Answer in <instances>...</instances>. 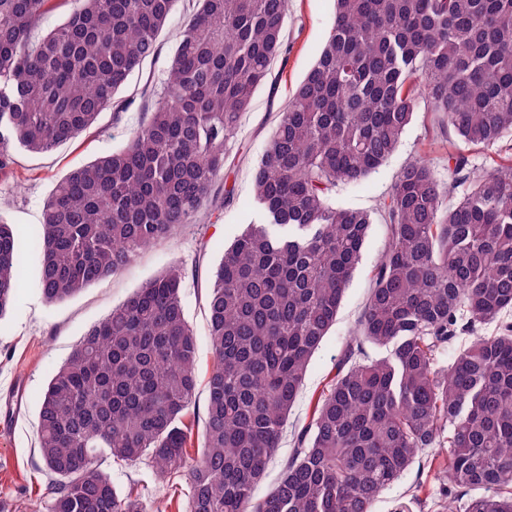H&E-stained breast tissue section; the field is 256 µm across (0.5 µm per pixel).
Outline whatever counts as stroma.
I'll return each mask as SVG.
<instances>
[{
  "mask_svg": "<svg viewBox=\"0 0 512 512\" xmlns=\"http://www.w3.org/2000/svg\"><path fill=\"white\" fill-rule=\"evenodd\" d=\"M192 11V0H178L159 38L157 54L129 77L122 90V98L131 102L128 110H105L89 133L48 153L32 154L12 147L14 164L7 174H0V217L12 224L18 235L23 274L5 318L0 319V512H43L48 500L49 479L38 452V434L40 399L52 375L91 326L146 281L179 261L201 264L199 281H188L182 296L186 318L198 341V385L195 409L189 418L187 452L194 457L200 451L206 381L213 365L203 279L247 225L264 221L254 198L253 172L280 111L319 56L335 19V0H288L284 26L287 52L272 62L266 82L241 117L232 146L234 162L221 179L232 194L216 217L199 216L196 223L142 253L117 275L62 302L48 301L42 292L37 246L43 203L56 182L73 167L125 146L148 107L143 90L163 78L175 37ZM449 148L447 137L434 127L431 113L418 110L390 158L359 183L338 187L333 199L338 205L376 217L396 175L412 160L428 159L438 177L447 179ZM385 244L386 228L376 218L336 321L310 360L281 444L256 489L257 496H264L276 484L293 451L295 434L310 423L319 397L335 378L366 302L372 269ZM99 468L119 493L141 497L153 512L186 510L188 484L184 477L160 479L144 461L134 464L105 457ZM447 468L446 454L425 451L400 481L381 493L372 512H393L401 501L410 503L412 512H437L434 502Z\"/></svg>",
  "mask_w": 512,
  "mask_h": 512,
  "instance_id": "35a3bbf8",
  "label": "stroma"
}]
</instances>
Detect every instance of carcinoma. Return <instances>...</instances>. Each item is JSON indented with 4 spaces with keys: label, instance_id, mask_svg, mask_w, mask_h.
<instances>
[{
    "label": "carcinoma",
    "instance_id": "cac0c4a2",
    "mask_svg": "<svg viewBox=\"0 0 512 512\" xmlns=\"http://www.w3.org/2000/svg\"><path fill=\"white\" fill-rule=\"evenodd\" d=\"M0 0V171L92 129L158 51L177 0ZM145 120L120 150L70 170L44 201L41 285L64 301L224 207L239 118L285 50L288 0H196ZM454 135L448 183L423 159L396 175L387 245L342 366L277 484L255 496L308 363L336 321L372 224L332 194L378 170L419 105ZM512 0H335L321 53L254 169L267 222L210 274L201 450L186 448L197 339L184 312L199 265L173 264L89 328L39 409L47 512H148L96 467L146 460L188 476L186 512H371L428 448L448 454V512H512ZM505 152L490 166L473 152ZM22 277L0 220V317ZM462 346H457L460 339ZM388 346L358 360L364 345Z\"/></svg>",
    "mask_w": 512,
    "mask_h": 512
}]
</instances>
